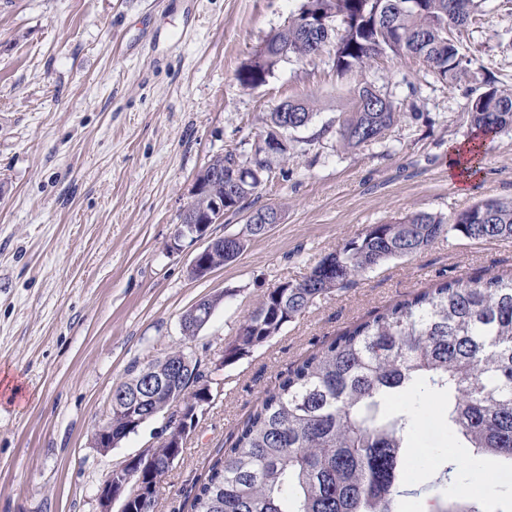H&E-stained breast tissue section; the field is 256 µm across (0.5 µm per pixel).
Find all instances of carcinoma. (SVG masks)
<instances>
[{
	"label": "carcinoma",
	"mask_w": 512,
	"mask_h": 512,
	"mask_svg": "<svg viewBox=\"0 0 512 512\" xmlns=\"http://www.w3.org/2000/svg\"><path fill=\"white\" fill-rule=\"evenodd\" d=\"M483 0H303L288 24L272 31L236 74L244 87L267 82L290 57L312 58L329 48L336 77L362 72L379 58L412 59L442 81L466 71L464 32ZM488 89L467 110L475 137L512 129V93ZM354 107L339 123L337 139L361 147L380 139L400 118L392 102L369 84L353 90ZM313 118L307 101L285 100L268 113L263 137L288 123V131ZM235 149L213 157L199 172L202 185L182 223L205 215L209 199L224 197L233 214L253 204L272 164ZM447 230L474 239L512 238V200L488 198L459 213L452 224L417 211L370 224L322 259L300 281L269 289L224 350V363L248 355L302 315L315 300L354 282L385 261L413 256ZM179 352L167 354L169 382L149 394L157 415L178 421L175 396L200 399L188 387L207 377L201 361L180 372ZM439 396L442 416L458 447L475 463L494 461L512 471V271L488 277L442 279L345 329L283 374L238 429L231 446L194 488L192 512H401L404 476L420 430L404 399ZM114 429L130 436L132 422L112 403ZM181 449L161 441L149 466L121 492L122 512H154L145 499ZM447 488L437 512H486L465 487L456 456L444 458L437 477Z\"/></svg>",
	"instance_id": "1"
}]
</instances>
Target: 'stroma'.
I'll use <instances>...</instances> for the list:
<instances>
[{
    "label": "stroma",
    "instance_id": "obj_1",
    "mask_svg": "<svg viewBox=\"0 0 512 512\" xmlns=\"http://www.w3.org/2000/svg\"><path fill=\"white\" fill-rule=\"evenodd\" d=\"M302 0H0V512H96L111 467L160 442L163 418L107 455L91 435L132 365L177 348L214 366L270 289L298 281L355 232L410 211L453 219L512 198V130L485 142L481 174L448 175L469 140L468 102L486 79L512 92V0H486L469 29L465 74L442 82L404 59L337 80L329 54L281 62L249 88L237 70ZM373 84L401 116L375 144L336 138L352 89ZM307 98L314 116L255 196L281 219L206 277L200 243L172 250L198 173L229 149L249 153L267 112ZM512 270V238L444 234L332 291L262 347L220 369L157 486V512H191L190 489L294 363L374 311L439 279ZM220 297L184 336L181 318ZM405 512H435L438 451L452 441L431 404Z\"/></svg>",
    "mask_w": 512,
    "mask_h": 512
}]
</instances>
